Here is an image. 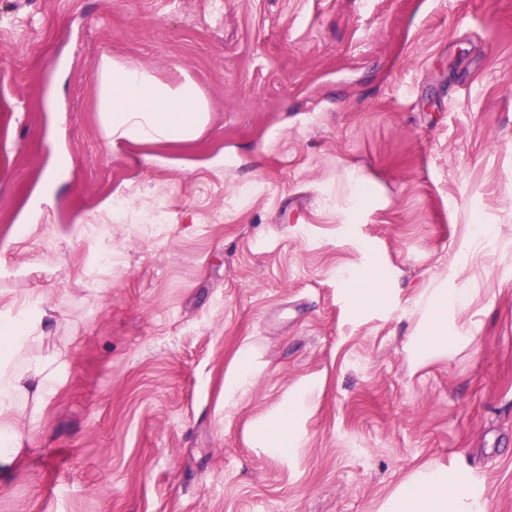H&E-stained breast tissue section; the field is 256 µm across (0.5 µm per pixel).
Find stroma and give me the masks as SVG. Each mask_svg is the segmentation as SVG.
<instances>
[{"label":"stroma","mask_w":512,"mask_h":512,"mask_svg":"<svg viewBox=\"0 0 512 512\" xmlns=\"http://www.w3.org/2000/svg\"><path fill=\"white\" fill-rule=\"evenodd\" d=\"M107 59L191 77L202 134L111 146ZM442 281L473 341L416 369ZM32 296L69 365L0 512H378L426 463L512 512V0H0V314ZM345 291L356 309L366 306L381 307L386 303L387 290L373 273L361 271L346 281ZM250 359V351L243 349L239 355L237 367L225 376L224 399L226 402L232 401L240 392H243L254 374L255 369ZM315 388L312 385L299 387L289 398L288 406L279 414L274 426L267 425L252 433L254 447L265 448L276 454L291 453L296 447L297 431L294 425L302 416Z\"/></svg>","instance_id":"stroma-1"}]
</instances>
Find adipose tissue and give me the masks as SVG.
<instances>
[{"label":"adipose tissue","instance_id":"obj_1","mask_svg":"<svg viewBox=\"0 0 512 512\" xmlns=\"http://www.w3.org/2000/svg\"><path fill=\"white\" fill-rule=\"evenodd\" d=\"M101 121L112 139L183 142L196 139L209 122V109L191 78L174 83L158 81L150 72L113 65L107 72L99 101ZM469 289L427 288L415 302L421 311L410 338L414 365L447 355L449 348L466 347L471 336L455 324L466 307ZM44 338L31 325L14 321L0 327V475L20 461L24 438L40 429V421L25 416L30 399L53 395L52 380L65 364V353L46 358ZM314 392L299 387L279 414L275 425L253 432L254 447L276 454L293 451L295 425ZM380 512H486V505L470 487L451 476L446 467L416 470L383 503Z\"/></svg>","mask_w":512,"mask_h":512}]
</instances>
